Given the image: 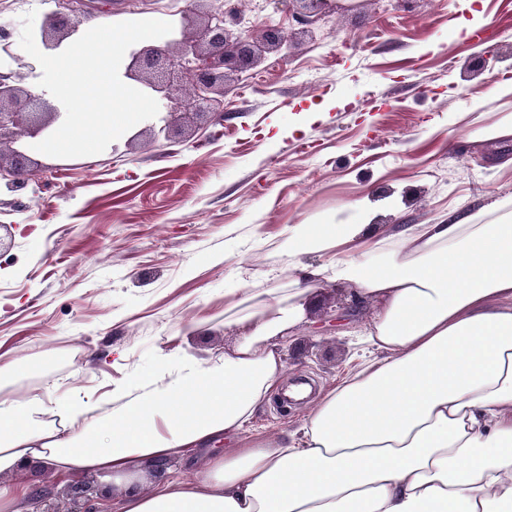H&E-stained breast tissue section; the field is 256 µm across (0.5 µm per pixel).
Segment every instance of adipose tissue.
<instances>
[{"mask_svg": "<svg viewBox=\"0 0 512 512\" xmlns=\"http://www.w3.org/2000/svg\"><path fill=\"white\" fill-rule=\"evenodd\" d=\"M281 246L324 261L283 296L244 289L232 348L161 359L79 427L41 397L1 400L0 475L26 478L0 484V512H29L44 469L110 480L111 512H512V203L376 228L358 200ZM334 285L376 306L359 364L290 439L242 438L311 293ZM174 460L196 480L144 487L143 465Z\"/></svg>", "mask_w": 512, "mask_h": 512, "instance_id": "1", "label": "adipose tissue"}]
</instances>
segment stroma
Returning a JSON list of instances; mask_svg holds the SVG:
<instances>
[{"mask_svg":"<svg viewBox=\"0 0 512 512\" xmlns=\"http://www.w3.org/2000/svg\"><path fill=\"white\" fill-rule=\"evenodd\" d=\"M189 0H104L114 22L170 19ZM56 0H0V64L31 85L21 18ZM251 41L287 49L224 82V122L186 114L170 140L142 121L104 152L29 153L25 188L0 185V399L76 408L109 400L160 353L232 347L239 288L284 289L281 242L360 198L381 224H433L452 206L512 194V139L476 133L512 116L492 86L512 74V0H363L313 25L275 0H239ZM371 307L323 288L283 348L282 391L336 383ZM125 354L113 362V350ZM307 400L270 395L251 434L288 437Z\"/></svg>","mask_w":512,"mask_h":512,"instance_id":"1","label":"stroma"}]
</instances>
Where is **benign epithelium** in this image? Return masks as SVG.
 I'll return each mask as SVG.
<instances>
[{"instance_id":"7a95c632","label":"benign epithelium","mask_w":512,"mask_h":512,"mask_svg":"<svg viewBox=\"0 0 512 512\" xmlns=\"http://www.w3.org/2000/svg\"><path fill=\"white\" fill-rule=\"evenodd\" d=\"M196 2L192 0L181 15L166 43L132 51L123 72V77L139 81L144 93L164 94V101L159 104V112L165 114L162 131L173 126L182 112L210 114L213 121L223 122L226 71L253 68L262 61L260 46L242 30V15L233 6L224 8L222 0L211 2L200 30V42L186 40V25ZM299 2L304 4L305 11H293L291 16L300 25L310 24L312 18L330 12L331 0ZM73 12L88 14L92 8L78 4L70 7L64 2L58 10L43 16L40 34L46 48L58 47L73 32L69 18ZM263 40L266 45L281 49L288 44V32L269 26L264 30ZM171 45L179 46V50H169ZM60 117L62 112L50 104L45 93L20 87L11 74L0 73V148L8 145L13 154L11 167L6 169L0 164V180L15 187L24 183L25 149L49 133V127ZM66 496L70 504L67 512H101L94 507L100 496L89 484L69 485Z\"/></svg>"}]
</instances>
